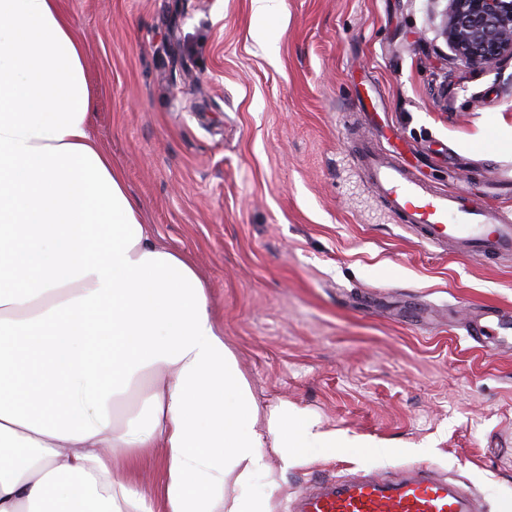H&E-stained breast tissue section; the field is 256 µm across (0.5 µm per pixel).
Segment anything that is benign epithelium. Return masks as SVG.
<instances>
[{
	"label": "benign epithelium",
	"mask_w": 512,
	"mask_h": 512,
	"mask_svg": "<svg viewBox=\"0 0 512 512\" xmlns=\"http://www.w3.org/2000/svg\"><path fill=\"white\" fill-rule=\"evenodd\" d=\"M442 36L451 59L467 67L512 59V0H448Z\"/></svg>",
	"instance_id": "1"
}]
</instances>
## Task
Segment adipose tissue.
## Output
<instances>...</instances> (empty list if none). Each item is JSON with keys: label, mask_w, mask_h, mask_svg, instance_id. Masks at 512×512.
I'll return each mask as SVG.
<instances>
[{"label": "adipose tissue", "mask_w": 512, "mask_h": 512, "mask_svg": "<svg viewBox=\"0 0 512 512\" xmlns=\"http://www.w3.org/2000/svg\"><path fill=\"white\" fill-rule=\"evenodd\" d=\"M83 43L58 0H0V512H153L112 466L163 451L162 512H275L250 494L311 448H358L260 407L208 288L156 245L91 134ZM138 390L126 426L112 410Z\"/></svg>", "instance_id": "ef3b65f1"}]
</instances>
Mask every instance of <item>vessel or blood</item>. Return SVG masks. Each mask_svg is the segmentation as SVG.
Masks as SVG:
<instances>
[{
  "mask_svg": "<svg viewBox=\"0 0 512 512\" xmlns=\"http://www.w3.org/2000/svg\"><path fill=\"white\" fill-rule=\"evenodd\" d=\"M357 160L376 194L403 226L422 243L453 247L463 256L494 261L512 257V208L479 205L465 187H431L399 159L401 144L358 138ZM496 308L487 306L469 320L467 334L476 343H493L507 329ZM293 512H478L471 494L437 478L420 465L395 479L356 475L321 484L303 495Z\"/></svg>",
  "mask_w": 512,
  "mask_h": 512,
  "instance_id": "obj_1",
  "label": "vessel or blood"
}]
</instances>
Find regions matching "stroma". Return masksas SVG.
<instances>
[{
  "instance_id": "35a3bbf8",
  "label": "stroma",
  "mask_w": 512,
  "mask_h": 512,
  "mask_svg": "<svg viewBox=\"0 0 512 512\" xmlns=\"http://www.w3.org/2000/svg\"><path fill=\"white\" fill-rule=\"evenodd\" d=\"M96 91L92 134L155 242L185 253L258 403L285 399L361 448L311 450L277 512L316 483L418 465L512 512V344L482 349L471 312L512 320V258L417 242L354 164L341 115L372 81L407 162L486 200L512 177V61L468 69L440 35L446 0H60ZM458 165H449V158ZM112 465L161 507L162 449Z\"/></svg>"
}]
</instances>
